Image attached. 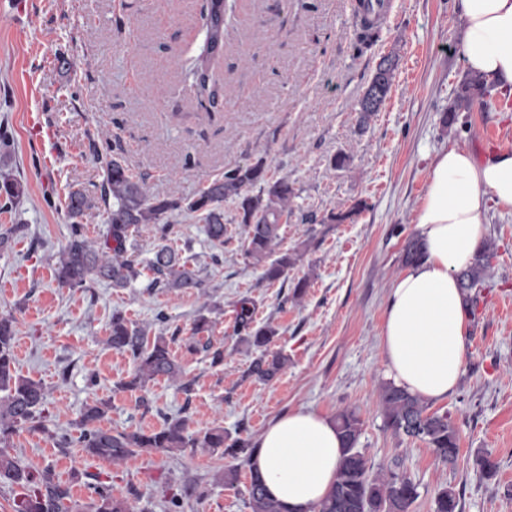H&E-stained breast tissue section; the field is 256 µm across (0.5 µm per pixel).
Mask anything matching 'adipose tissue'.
<instances>
[{
	"label": "adipose tissue",
	"mask_w": 512,
	"mask_h": 512,
	"mask_svg": "<svg viewBox=\"0 0 512 512\" xmlns=\"http://www.w3.org/2000/svg\"><path fill=\"white\" fill-rule=\"evenodd\" d=\"M468 68L512 86V0H459ZM512 212V151L477 160L451 146L435 158L417 217L422 261L394 281L381 328L390 379L411 394L446 399L465 360L467 319L456 274L475 258L489 205ZM342 458L332 419L299 409L267 426L247 468L289 512H312L332 490Z\"/></svg>",
	"instance_id": "ef3b65f1"
}]
</instances>
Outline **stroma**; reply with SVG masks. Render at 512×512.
<instances>
[{"label": "stroma", "instance_id": "35a3bbf8", "mask_svg": "<svg viewBox=\"0 0 512 512\" xmlns=\"http://www.w3.org/2000/svg\"><path fill=\"white\" fill-rule=\"evenodd\" d=\"M388 4L379 41L360 55L349 0H237L224 31L219 94L202 105L187 91L178 57L203 42L200 0H0V174L23 188L12 202L0 194V225L26 227L0 253V315L16 321L18 372L47 390L46 432L20 430L11 452L32 469H54L75 512L88 505L94 476L138 512H251L244 461L199 448L119 463L88 455L75 422L101 399L111 403L101 426L115 433L185 416L191 431L220 427L252 439L300 408L332 418L350 407L361 417L359 446L372 466H400L417 484L412 512H435L442 486L460 492V512H512V213L488 208L484 237L494 255L468 317L463 371L448 399L429 406L458 430L456 462L439 461L426 443L383 424L380 331L431 163L452 145L480 160L494 148L512 149V91L500 85L490 90L489 110L442 122L468 72L457 0ZM390 53L398 57L391 93L359 132L358 101ZM487 128L502 134L499 145L483 140ZM109 148L160 198L195 195L225 169L260 156L273 176L293 182L282 246L310 248L272 285L243 254L232 203L224 205L230 225L220 246L198 216L165 218L173 247L193 257L219 306L212 339L224 346L223 365L185 349L201 304L196 291H151L144 276L125 289L58 285L54 263L70 234L67 193L96 191L103 175L93 152ZM341 151L352 158L345 171L331 166ZM358 200L366 207L352 220L312 236V219ZM214 253L220 265L211 263ZM303 277L310 286L297 300L293 286ZM245 296L257 303V321L277 327L272 349L288 359L267 384L249 376L256 353L234 334V306ZM117 310L166 338L190 390L152 382L142 408L140 395L119 389L132 364L106 344ZM161 311L163 324L155 321ZM61 433L68 447H57ZM480 450L497 464L493 478L474 469ZM232 465L235 481L223 482ZM188 479L205 494L173 509L171 497Z\"/></svg>", "mask_w": 512, "mask_h": 512}]
</instances>
